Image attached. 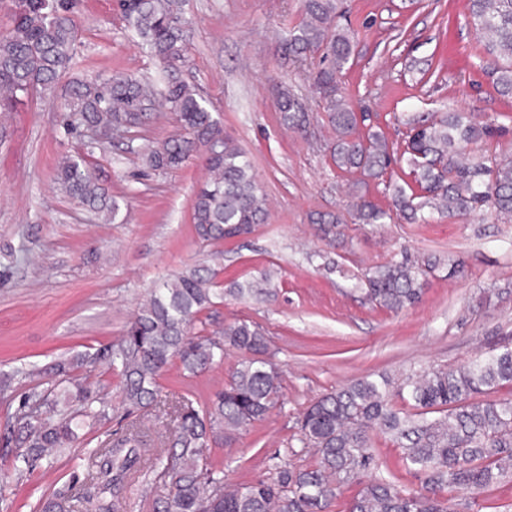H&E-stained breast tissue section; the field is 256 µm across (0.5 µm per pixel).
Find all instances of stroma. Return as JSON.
<instances>
[{
	"mask_svg": "<svg viewBox=\"0 0 512 512\" xmlns=\"http://www.w3.org/2000/svg\"><path fill=\"white\" fill-rule=\"evenodd\" d=\"M355 47L342 86L357 113H367L361 134L383 132L394 151L404 147V113L434 117L451 109L474 121L503 127L485 143L512 152V98L500 95L490 66L473 56L477 42L468 12L448 18V0H341ZM77 56L72 70L43 100L0 112V371L43 365L119 342L140 302L170 275L198 266L214 269L225 296L200 313L195 328L209 335L248 320L269 338L282 376L283 403L248 429L210 443L207 454L224 469V483L243 487L274 477L279 467L314 465L297 420L315 399L352 380L382 374L397 378L434 366H452L471 354L512 346V221L473 213L431 215L424 224L392 219L361 224L359 197L392 207L390 192L357 172L338 170L330 158L334 133L306 79V66L286 46L289 29L304 15L301 0H184L190 20L185 62L163 71L143 49L117 0H73ZM456 48L464 62L448 61ZM134 72L164 88L169 78L194 86L220 120L225 135L251 159L268 202V218L245 236L223 242L197 237L192 203L208 171L199 156L174 169L150 168L142 153L179 129L167 112L146 121L134 139L88 148L58 105L70 81ZM304 107L306 132L284 126L279 94ZM83 154L88 169L125 206L114 222L69 198L55 182L63 156ZM331 213L341 220L334 246L314 224ZM440 257L426 273L415 306L393 312L370 302L363 289L376 266L409 257ZM272 272L276 295L260 303L229 295L233 283ZM235 349L223 363L194 377L171 364L158 379L149 409L123 404L118 372L89 371L92 388L107 393L110 419L88 430L97 444L137 422L152 442L135 473L114 492L118 512H160L167 495L155 484V443L175 423L172 402L204 410L241 360ZM28 383L0 394V488L9 512H36L40 498L74 487L83 497L98 488L81 449L52 468L16 475L7 427ZM379 465L372 477L409 492L423 490L388 437L375 435Z\"/></svg>",
	"mask_w": 512,
	"mask_h": 512,
	"instance_id": "obj_1",
	"label": "stroma"
}]
</instances>
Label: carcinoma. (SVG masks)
<instances>
[{"label": "carcinoma", "instance_id": "1", "mask_svg": "<svg viewBox=\"0 0 512 512\" xmlns=\"http://www.w3.org/2000/svg\"><path fill=\"white\" fill-rule=\"evenodd\" d=\"M304 19L288 32V51L296 57L319 54L322 65L311 73L315 93L336 132L330 147L337 168L358 170L380 180L391 165L403 162L414 175L420 194L392 189L393 207L411 224L427 221L425 209L450 216L490 210L512 218V155H467L465 146L492 137L493 129L464 112L424 118L406 113L405 147L389 150L382 134L362 138L359 123L341 90V78L354 49L350 32L337 24V0H303ZM128 25L151 57L166 67L184 61L188 21L180 0H119ZM471 22L478 36L477 58L493 63L497 91L512 95V0H471ZM76 31L70 0H21L12 27L0 36V111L8 112L33 94L54 91L75 64ZM150 82L129 73L77 81L70 86L65 109L85 131L106 128L130 135L148 114ZM163 104L179 118L180 131L144 156L155 170L173 168L203 152L212 179L197 193L193 223L197 236L209 242L250 233L267 217L248 155L229 137L205 101L189 85L172 82ZM283 124L304 130L308 115L288 93H281ZM56 181L71 198L112 220L120 204L92 176L84 160L65 156ZM363 224L391 218L364 197L356 204ZM323 240L336 241L340 218L315 219ZM433 269L436 262L427 261ZM425 267V268H427ZM425 268L405 259L380 265L365 280L369 299L391 311L415 304L424 286ZM214 273L198 266L166 279L130 323L116 344L91 355L57 360L0 373V392L16 380L40 378L22 399L10 429L18 448L14 469L22 474L38 466L53 467L58 457L80 440L81 432L109 418L111 404L92 394L79 371L101 364L119 371L124 402L132 408L153 405L158 378L173 362L197 376L224 360V349L245 354L224 387L199 412L180 402L173 406L175 429L155 457L156 483L168 489L163 512H332L340 488L378 466L371 435L390 437L402 459L422 477V493L371 480L348 505L347 512H448L440 493L457 490L480 494L512 478V398H496L512 385V347L481 352L456 367L430 368L400 380L362 378L328 393L305 410L300 441L315 448L309 469L281 467L270 480L259 479L224 491V470L206 452L224 430L247 429L265 419L281 395V374L268 358L269 340L259 325L246 320L224 325L217 336H194L192 326L213 304ZM236 294L257 300L275 295L270 275L237 284ZM144 441L130 427L115 441H103L88 454L89 467L103 489L121 484L140 458ZM79 498L63 489L40 505V512H115L112 499Z\"/></svg>", "mask_w": 512, "mask_h": 512}]
</instances>
